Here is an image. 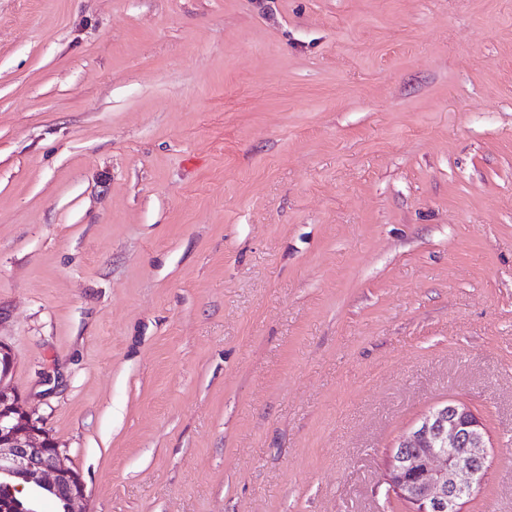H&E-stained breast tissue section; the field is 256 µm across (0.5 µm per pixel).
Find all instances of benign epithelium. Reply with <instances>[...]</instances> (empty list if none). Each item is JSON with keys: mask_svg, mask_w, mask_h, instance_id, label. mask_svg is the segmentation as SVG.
<instances>
[{"mask_svg": "<svg viewBox=\"0 0 512 512\" xmlns=\"http://www.w3.org/2000/svg\"><path fill=\"white\" fill-rule=\"evenodd\" d=\"M14 366L0 343V512H33L34 495L57 512H86L87 487L65 450L19 405L8 382ZM486 432L471 408L441 404L391 450L382 481L411 512H461L486 468Z\"/></svg>", "mask_w": 512, "mask_h": 512, "instance_id": "1", "label": "benign epithelium"}]
</instances>
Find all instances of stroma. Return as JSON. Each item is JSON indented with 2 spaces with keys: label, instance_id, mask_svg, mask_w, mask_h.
Here are the masks:
<instances>
[{
  "label": "stroma",
  "instance_id": "obj_1",
  "mask_svg": "<svg viewBox=\"0 0 512 512\" xmlns=\"http://www.w3.org/2000/svg\"><path fill=\"white\" fill-rule=\"evenodd\" d=\"M0 343L88 512H512V0H0ZM486 432L471 408L441 404L391 450L382 481L411 512H461L486 468ZM423 444L417 452H408Z\"/></svg>",
  "mask_w": 512,
  "mask_h": 512
}]
</instances>
